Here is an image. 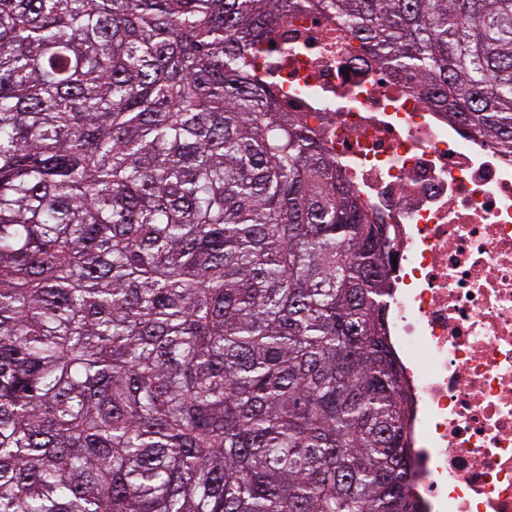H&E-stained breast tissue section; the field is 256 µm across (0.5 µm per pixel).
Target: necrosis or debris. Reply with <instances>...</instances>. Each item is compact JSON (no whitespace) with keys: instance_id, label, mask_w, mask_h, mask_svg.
Returning <instances> with one entry per match:
<instances>
[{"instance_id":"necrosis-or-debris-1","label":"necrosis or debris","mask_w":512,"mask_h":512,"mask_svg":"<svg viewBox=\"0 0 512 512\" xmlns=\"http://www.w3.org/2000/svg\"><path fill=\"white\" fill-rule=\"evenodd\" d=\"M257 73L387 224V324L420 512H512V156L389 77L335 17L291 11Z\"/></svg>"}]
</instances>
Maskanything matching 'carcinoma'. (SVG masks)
Wrapping results in <instances>:
<instances>
[{"instance_id":"cac0c4a2","label":"carcinoma","mask_w":512,"mask_h":512,"mask_svg":"<svg viewBox=\"0 0 512 512\" xmlns=\"http://www.w3.org/2000/svg\"><path fill=\"white\" fill-rule=\"evenodd\" d=\"M512 153V0H308ZM296 0H0V512H418L387 225L249 65Z\"/></svg>"}]
</instances>
